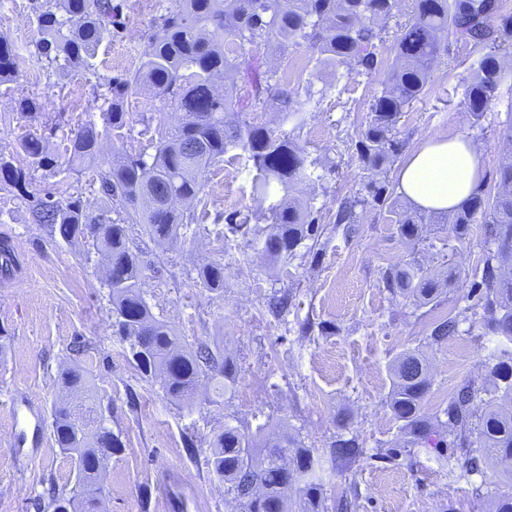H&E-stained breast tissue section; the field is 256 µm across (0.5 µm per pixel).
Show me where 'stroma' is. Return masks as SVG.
<instances>
[{
  "instance_id": "stroma-1",
  "label": "stroma",
  "mask_w": 512,
  "mask_h": 512,
  "mask_svg": "<svg viewBox=\"0 0 512 512\" xmlns=\"http://www.w3.org/2000/svg\"><path fill=\"white\" fill-rule=\"evenodd\" d=\"M118 2V33L102 42L91 66L61 74L37 56L34 0H0V36L19 53L16 77L0 83V150L12 151L28 129L15 113L26 96L37 99L43 118L83 123L97 110L96 82L135 71L156 22L175 4ZM485 53L452 45L397 128L407 154L431 137L470 138L482 150L478 190L486 196L495 193L505 162L499 133L512 122V62L491 112L474 127L464 109L466 80ZM255 55L292 83H313L315 97L303 105L306 123L296 136L308 158L326 167L323 180L302 194L323 226L319 240L303 241L295 256L273 263L256 240L228 232L225 215L256 208L252 175L239 159L211 167L197 219L177 240L161 247L140 225L129 228L153 314L188 351L205 343L236 360L238 379L226 393L204 380L186 406L142 378L127 360V343L112 333L109 290L96 260L86 259L81 244L33 223L18 193L0 191V241L13 255L10 271H0V512H52L51 496L70 493L74 462L55 446L50 425L61 396L58 375L74 365L87 373L123 443L103 479V512H237L207 465L211 439L227 423L251 434L280 425L314 449L328 512H344L343 500L345 512H487L496 496L512 493L500 464L465 481L450 477L449 465L463 466L464 455L406 444L386 404L391 363L407 350H420L432 365L428 416L462 385L481 395L491 389L488 362L498 341L485 332L471 291L482 278L483 225H471L462 241L435 221L423 224L419 242L401 237L391 211L414 205L399 191L396 162L384 202L361 210L351 229L336 225L341 202L363 188L356 143L381 76L323 71L304 45L284 49L272 40ZM127 110V136L104 141L103 159L147 147L144 112L158 126L179 122L178 112L150 111L140 97L129 98ZM215 261L224 266L219 293L198 283L199 269ZM402 261L454 274L438 304L417 309L388 291L384 275ZM283 292L291 305L273 316L267 302ZM448 315L457 317V333L430 343L431 323ZM340 435L358 440L355 460L331 457Z\"/></svg>"
}]
</instances>
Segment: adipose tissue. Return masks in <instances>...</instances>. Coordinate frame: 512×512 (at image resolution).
<instances>
[{
    "instance_id": "1",
    "label": "adipose tissue",
    "mask_w": 512,
    "mask_h": 512,
    "mask_svg": "<svg viewBox=\"0 0 512 512\" xmlns=\"http://www.w3.org/2000/svg\"><path fill=\"white\" fill-rule=\"evenodd\" d=\"M480 152L465 137L428 139L399 171L402 193L426 209L451 212L469 200L479 179Z\"/></svg>"
}]
</instances>
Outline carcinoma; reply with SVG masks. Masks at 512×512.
<instances>
[{
	"instance_id": "1",
	"label": "carcinoma",
	"mask_w": 512,
	"mask_h": 512,
	"mask_svg": "<svg viewBox=\"0 0 512 512\" xmlns=\"http://www.w3.org/2000/svg\"><path fill=\"white\" fill-rule=\"evenodd\" d=\"M391 0H176L173 9L160 17L157 30L133 72H119L98 84L99 119L89 118L79 128L64 130L60 124L50 134H62L66 167L57 168L46 152V136L30 129L15 151L0 152V190L25 192L30 171L56 170L61 197L26 195L32 220L46 224L64 241H81L86 257L105 261L104 284L112 298V331L129 346L132 361L142 376L159 385L173 401L188 403L205 377L227 390L239 373L236 362L221 356L206 344L195 353L183 349L181 339L166 322L157 319L141 289L142 268L133 251L128 225L141 224L159 245L176 240L183 226L195 220L184 212L201 204L207 169L224 161L232 150L237 158L252 164L255 175L251 194L259 204L252 217H225L228 230L242 236L265 225L259 238L261 252L272 260L287 258L307 239L321 235L311 205L293 197V192L322 180L308 161L304 149L282 127H303L305 112L297 97L313 96L311 85L290 88L277 71L261 70L245 54L227 48L257 47L275 38L283 45H306L318 55V63L336 74L371 73L376 69V41L380 23L390 16ZM38 54L59 71L75 63L90 65L102 41L120 27L112 0H46L35 16ZM465 42L490 49L472 69L465 90L466 112L479 126L491 111L495 93L504 78L498 57L512 53V14L503 12L500 0H416V18L394 46L392 61L381 89L371 99L369 120L358 134V156L364 171V197L341 205L336 223L351 224L355 209L380 203L386 186V166L401 153L397 137L400 114L424 92L429 73L441 53L453 43ZM18 55L13 45L0 37V83L15 78ZM248 77L253 105L262 95L279 101L278 126L242 121L226 124L224 112L236 101L225 94L221 81L238 75ZM149 92L161 107L181 113L177 126L152 128L142 118L143 135H150L154 154L131 151L116 163H99L102 139L122 137L129 124V98ZM21 118H38L40 104L22 97L17 101ZM95 168L94 183L103 206L88 211L79 197L70 193L69 178ZM400 235L410 241L419 236L418 216L406 210L395 213ZM449 233L463 240L470 225L484 224L488 242L483 259L482 281L476 285L478 303L484 310V327L499 337L501 347L492 356L494 379L488 398L476 402L470 385L460 387L443 409L448 439L436 438L423 412L431 386L430 365L415 350L396 359L388 406L410 442L424 446L458 448L467 456L457 479L466 480L488 460L512 459V165L502 167L497 192L485 198L474 194L448 214ZM200 284L211 292L224 290V265L212 262L198 273ZM386 286L395 296L417 307L440 298L438 278L410 262L394 266L386 274ZM457 321L442 318L432 324L431 339L439 343L454 335ZM61 388L83 393L82 408L94 415L96 424L79 422L65 402L54 404L51 432L59 450L75 463L76 482L68 496L52 500L53 512H101L103 471L122 441L112 431L84 372L63 369ZM331 454L353 459L360 454L356 438H339ZM209 473L224 483L240 512H292L288 491L296 490L305 512H324L321 484L316 482L320 457L280 430L267 434L261 443L239 427L224 424L211 441Z\"/></svg>"
}]
</instances>
